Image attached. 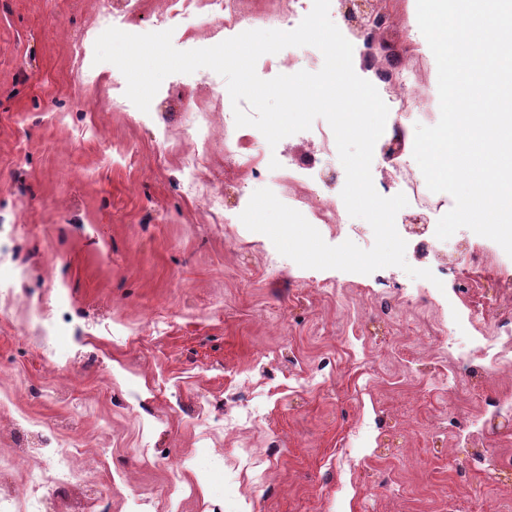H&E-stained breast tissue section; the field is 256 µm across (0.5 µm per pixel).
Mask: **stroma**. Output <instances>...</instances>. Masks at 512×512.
I'll return each mask as SVG.
<instances>
[{
    "label": "stroma",
    "mask_w": 512,
    "mask_h": 512,
    "mask_svg": "<svg viewBox=\"0 0 512 512\" xmlns=\"http://www.w3.org/2000/svg\"><path fill=\"white\" fill-rule=\"evenodd\" d=\"M109 0H0V243L20 275L0 282V512H494L512 481L454 449L456 405L512 403V369L453 401L422 374L414 333L512 317V257L467 228L438 289L406 269L269 267L264 234L205 200L224 155L225 80L173 74L149 111L95 63ZM365 67L438 94L430 48ZM205 112L191 142L185 106ZM290 193L342 171L335 142L266 148ZM385 292L403 327L376 342ZM66 319L58 336L42 324ZM373 375H365L367 363ZM68 449L79 480L43 475Z\"/></svg>",
    "instance_id": "35a3bbf8"
}]
</instances>
